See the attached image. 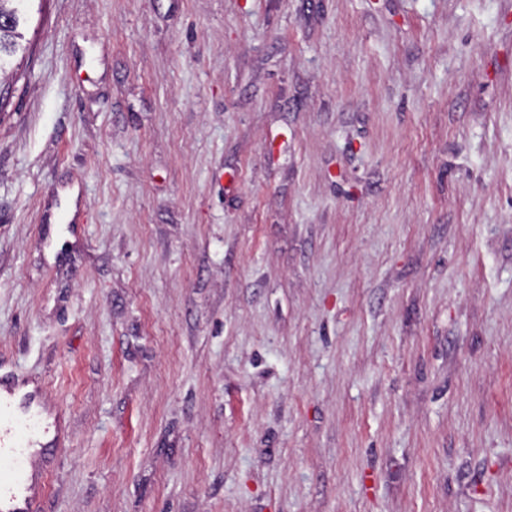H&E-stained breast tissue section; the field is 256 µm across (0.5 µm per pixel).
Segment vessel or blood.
<instances>
[{
  "instance_id": "vessel-or-blood-1",
  "label": "vessel or blood",
  "mask_w": 512,
  "mask_h": 512,
  "mask_svg": "<svg viewBox=\"0 0 512 512\" xmlns=\"http://www.w3.org/2000/svg\"><path fill=\"white\" fill-rule=\"evenodd\" d=\"M0 377V512H35L32 499L23 496L31 448L37 447L41 427L32 396L15 400Z\"/></svg>"
}]
</instances>
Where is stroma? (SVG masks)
Returning <instances> with one entry per match:
<instances>
[{
  "mask_svg": "<svg viewBox=\"0 0 512 512\" xmlns=\"http://www.w3.org/2000/svg\"><path fill=\"white\" fill-rule=\"evenodd\" d=\"M0 373L39 512H512V0H32Z\"/></svg>",
  "mask_w": 512,
  "mask_h": 512,
  "instance_id": "1",
  "label": "stroma"
}]
</instances>
